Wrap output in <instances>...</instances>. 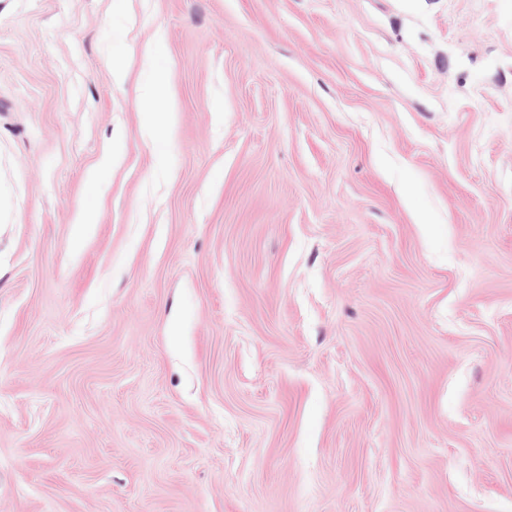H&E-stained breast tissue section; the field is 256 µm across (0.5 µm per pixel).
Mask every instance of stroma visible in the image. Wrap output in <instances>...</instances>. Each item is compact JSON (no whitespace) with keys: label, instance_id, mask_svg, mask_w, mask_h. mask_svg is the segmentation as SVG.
Here are the masks:
<instances>
[{"label":"stroma","instance_id":"1","mask_svg":"<svg viewBox=\"0 0 512 512\" xmlns=\"http://www.w3.org/2000/svg\"><path fill=\"white\" fill-rule=\"evenodd\" d=\"M0 512H512V0H0ZM167 94V73L164 70H156L152 74L150 90L144 95V112L153 116L157 103L165 99Z\"/></svg>","mask_w":512,"mask_h":512}]
</instances>
